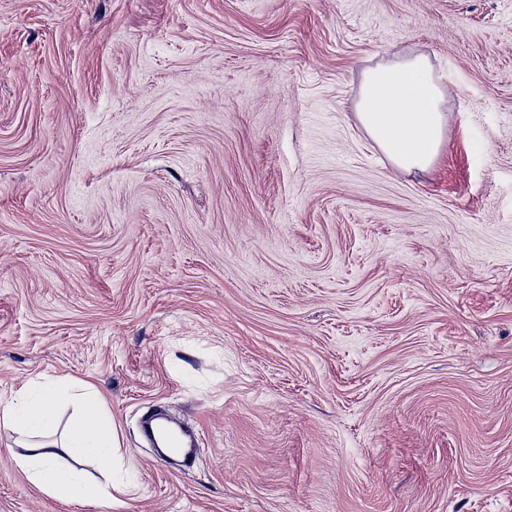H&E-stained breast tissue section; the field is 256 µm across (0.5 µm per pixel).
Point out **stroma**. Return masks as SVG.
Here are the masks:
<instances>
[{"mask_svg":"<svg viewBox=\"0 0 512 512\" xmlns=\"http://www.w3.org/2000/svg\"><path fill=\"white\" fill-rule=\"evenodd\" d=\"M418 53L452 93L412 175L356 110ZM62 376L112 502L0 428V512H512V0H0V399Z\"/></svg>","mask_w":512,"mask_h":512,"instance_id":"stroma-1","label":"stroma"}]
</instances>
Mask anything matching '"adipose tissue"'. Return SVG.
I'll use <instances>...</instances> for the list:
<instances>
[{
	"label": "adipose tissue",
	"instance_id": "obj_1",
	"mask_svg": "<svg viewBox=\"0 0 512 512\" xmlns=\"http://www.w3.org/2000/svg\"><path fill=\"white\" fill-rule=\"evenodd\" d=\"M448 88L428 56L417 54L377 65L365 72L357 118L394 168L407 174L429 171L445 144ZM73 410L64 445L52 435L61 403ZM0 428L22 439L15 464L39 489L62 501L108 503L112 485L91 479L86 468H112L113 431L103 416L97 391L71 379L54 378L23 388L0 400Z\"/></svg>",
	"mask_w": 512,
	"mask_h": 512
}]
</instances>
